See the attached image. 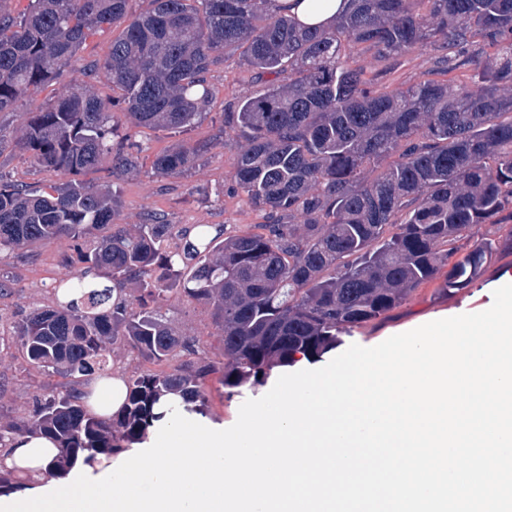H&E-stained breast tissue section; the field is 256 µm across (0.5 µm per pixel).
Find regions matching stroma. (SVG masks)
Returning <instances> with one entry per match:
<instances>
[{
  "label": "stroma",
  "mask_w": 512,
  "mask_h": 512,
  "mask_svg": "<svg viewBox=\"0 0 512 512\" xmlns=\"http://www.w3.org/2000/svg\"><path fill=\"white\" fill-rule=\"evenodd\" d=\"M429 50L414 51L397 63L375 58L372 51L357 48L351 55L353 66L377 77L387 90L404 88L426 78L443 77ZM212 98L204 114L191 127L178 131L137 130L136 144L139 168L113 176L107 165L88 171L86 181L104 185L118 182L121 190L120 223H143L148 213L163 216L169 224H224L230 231L242 232L267 223L265 211L254 207L237 191L231 179L234 161L243 141L234 132L219 135L226 113L237 111L242 97L264 92L265 83L243 62L240 54L227 53L207 75ZM68 85L60 79L26 98L15 110L0 112V180L33 188L62 182L56 171L36 163L30 153L19 150L13 133L24 113L40 112L51 105ZM206 143L210 149L184 175L160 177L151 171L153 157L177 144ZM75 250L72 242L55 241L34 249L0 254V281L8 285L7 295L0 297V311L13 316L19 307L33 310L52 304L50 288L66 278ZM512 283V254L504 253L470 288L439 293V280L422 283L413 295L388 318L364 325L348 337V344L373 347L387 338L410 331L438 319L487 310L493 303L495 289ZM163 314L183 335L193 338L208 356L221 355L216 329L207 306L180 297L171 298ZM59 379L31 367L22 356L0 361V416L27 415L31 398L58 384Z\"/></svg>",
  "instance_id": "obj_1"
}]
</instances>
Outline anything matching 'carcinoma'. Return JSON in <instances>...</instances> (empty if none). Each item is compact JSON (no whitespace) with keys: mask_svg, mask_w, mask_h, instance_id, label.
I'll use <instances>...</instances> for the list:
<instances>
[{"mask_svg":"<svg viewBox=\"0 0 512 512\" xmlns=\"http://www.w3.org/2000/svg\"><path fill=\"white\" fill-rule=\"evenodd\" d=\"M151 2L130 18L129 0H30L22 15L0 14V112L71 74L15 138L68 180L47 190L0 183V253L78 246L56 305L21 310L10 333L31 365L63 382L34 396L28 415L0 421V454L14 437L44 435L58 444L57 474L140 442L167 396L205 414L210 375L231 391L260 387L272 370L317 360L385 319L437 274L442 293L468 288L512 249V0H349L314 29L278 0ZM124 18L103 61L82 63L88 33ZM353 45L380 60L443 51L440 62L467 81L381 91L348 64ZM237 51L259 78L273 76L232 119L245 140L234 181L271 223L241 234L155 215L133 230L118 223L119 186L80 176L105 160L116 176L137 164L122 127L194 124L209 103L206 74ZM98 71L121 91L119 104L82 80ZM201 153L177 145L151 168L176 177ZM174 292L209 307L220 361L163 317ZM116 344L173 366L129 378L124 406L95 417L75 391L108 373Z\"/></svg>","mask_w":512,"mask_h":512,"instance_id":"carcinoma-1","label":"carcinoma"}]
</instances>
